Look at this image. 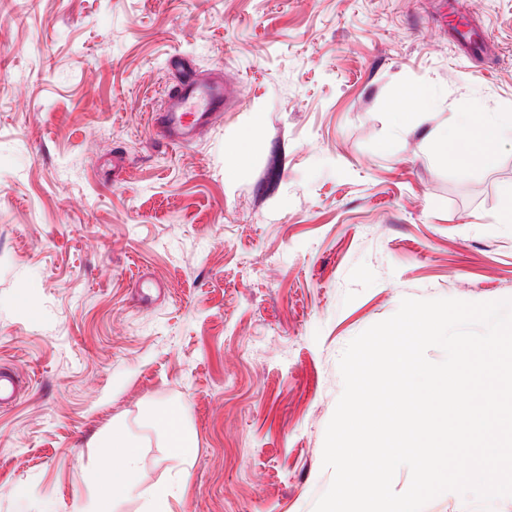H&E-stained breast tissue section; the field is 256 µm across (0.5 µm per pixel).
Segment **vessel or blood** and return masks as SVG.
Here are the masks:
<instances>
[{"label":"vessel or blood","instance_id":"b4317fda","mask_svg":"<svg viewBox=\"0 0 512 512\" xmlns=\"http://www.w3.org/2000/svg\"><path fill=\"white\" fill-rule=\"evenodd\" d=\"M168 65L177 82L165 93L160 108L153 114L151 129L154 137L168 146H187L223 118L232 90L223 76L198 78L191 64L180 55H173Z\"/></svg>","mask_w":512,"mask_h":512}]
</instances>
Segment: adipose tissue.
I'll return each mask as SVG.
<instances>
[{
    "instance_id": "1",
    "label": "adipose tissue",
    "mask_w": 512,
    "mask_h": 512,
    "mask_svg": "<svg viewBox=\"0 0 512 512\" xmlns=\"http://www.w3.org/2000/svg\"><path fill=\"white\" fill-rule=\"evenodd\" d=\"M512 128V117L502 116L468 118L461 131V144L453 147L452 157L458 162L476 158L477 148L497 142ZM109 461L90 482L82 512H110L112 498L119 495H137L144 502V512H173L170 497L141 488L135 475L140 468L137 445L124 434L115 432L104 443Z\"/></svg>"
}]
</instances>
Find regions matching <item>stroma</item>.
Returning <instances> with one entry per match:
<instances>
[{
    "mask_svg": "<svg viewBox=\"0 0 512 512\" xmlns=\"http://www.w3.org/2000/svg\"><path fill=\"white\" fill-rule=\"evenodd\" d=\"M175 53L235 84L184 148L149 131ZM458 112L512 113V0H0V512H79L118 429L167 490L164 409L174 512H313L348 343L512 299V138L455 164Z\"/></svg>",
    "mask_w": 512,
    "mask_h": 512,
    "instance_id": "stroma-1",
    "label": "stroma"
}]
</instances>
